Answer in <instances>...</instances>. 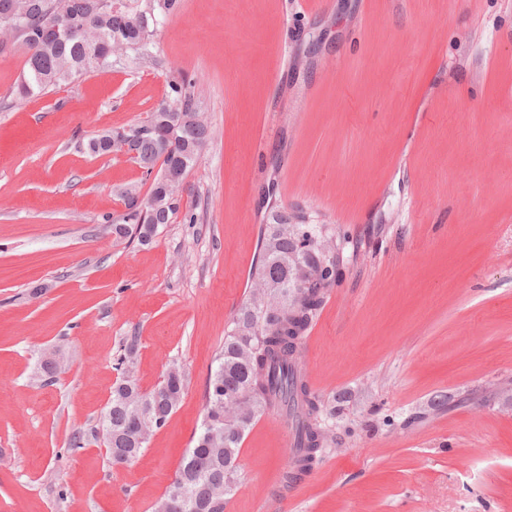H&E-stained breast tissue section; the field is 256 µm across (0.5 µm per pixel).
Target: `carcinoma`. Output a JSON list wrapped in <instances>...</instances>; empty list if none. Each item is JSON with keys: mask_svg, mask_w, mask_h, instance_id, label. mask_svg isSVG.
Instances as JSON below:
<instances>
[{"mask_svg": "<svg viewBox=\"0 0 512 512\" xmlns=\"http://www.w3.org/2000/svg\"><path fill=\"white\" fill-rule=\"evenodd\" d=\"M179 7L180 0H0V31L26 49L19 93L29 96L67 86L109 65L112 57L141 49L157 24L156 14ZM51 21L79 25L78 36L40 33ZM169 88L146 118L157 131L132 146L146 173L158 169L147 197L168 206L153 210L147 223L130 208L112 218V234L118 239L147 244L159 227L172 222L181 208L185 179L210 137L193 80L183 75ZM107 137L106 132L91 136L82 147L93 157L108 155ZM331 241L326 225L292 224L286 211L274 213L272 223L265 225L253 288L224 332L217 367L210 374L201 432L155 512H224L244 439L270 411L291 424L298 448L295 459L286 463L285 483L300 480L328 443L320 423L321 402L304 380L298 354L336 282ZM135 344L134 336L125 344L118 362L123 377L113 387L98 427L103 437H112V461L120 458L127 464L166 424L187 386L183 367L171 362L153 391H141L132 375ZM199 459L208 462L202 472L195 471Z\"/></svg>", "mask_w": 512, "mask_h": 512, "instance_id": "obj_1", "label": "carcinoma"}]
</instances>
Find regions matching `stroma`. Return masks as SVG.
Instances as JSON below:
<instances>
[{"instance_id":"obj_1","label":"stroma","mask_w":512,"mask_h":512,"mask_svg":"<svg viewBox=\"0 0 512 512\" xmlns=\"http://www.w3.org/2000/svg\"><path fill=\"white\" fill-rule=\"evenodd\" d=\"M24 57L0 45V512H153L282 208L341 243L299 359L331 440L284 485L266 414L224 512H512V0H184L139 54L26 99ZM184 74L211 135L182 213L116 239L117 187L150 181L80 143ZM131 337L142 390L173 361L188 381L116 466L95 434Z\"/></svg>"}]
</instances>
